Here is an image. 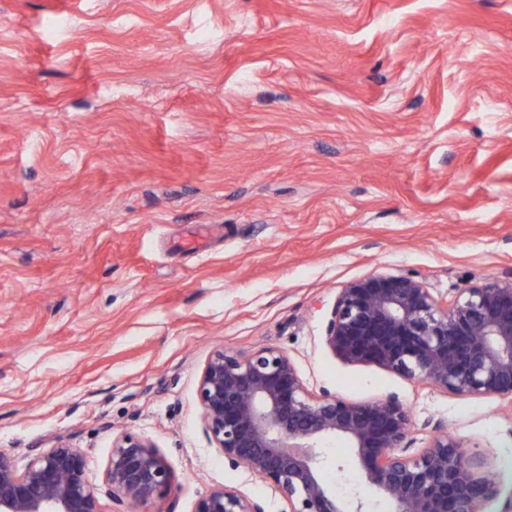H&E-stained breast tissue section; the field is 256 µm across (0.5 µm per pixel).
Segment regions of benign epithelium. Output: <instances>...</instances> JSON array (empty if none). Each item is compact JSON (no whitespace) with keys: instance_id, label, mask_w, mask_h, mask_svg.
<instances>
[{"instance_id":"7a95c632","label":"benign epithelium","mask_w":512,"mask_h":512,"mask_svg":"<svg viewBox=\"0 0 512 512\" xmlns=\"http://www.w3.org/2000/svg\"><path fill=\"white\" fill-rule=\"evenodd\" d=\"M324 340L347 363L376 364L455 395L512 399V278L490 277L446 305L412 276L354 280L339 291ZM197 398L210 444L229 466L277 487L288 512H372L370 497L343 498L324 477L326 448L337 439L349 448L360 484L388 512H481L499 494L487 455L465 449L440 425L420 454L399 453L409 418L397 399L312 397L276 348L214 351ZM171 489L165 458L133 432L112 441L102 488L68 443L37 451L22 468L0 450V512H105L103 495L117 505H148ZM194 512L264 509L224 487L200 498Z\"/></svg>"}]
</instances>
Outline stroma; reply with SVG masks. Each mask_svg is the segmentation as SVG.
Returning <instances> with one entry per match:
<instances>
[{
	"label": "stroma",
	"instance_id": "stroma-1",
	"mask_svg": "<svg viewBox=\"0 0 512 512\" xmlns=\"http://www.w3.org/2000/svg\"><path fill=\"white\" fill-rule=\"evenodd\" d=\"M116 92L104 94L103 83ZM443 303L512 277V0H0V450L112 441L173 476L146 512L229 487L288 512L203 433L218 349L285 353L310 394L396 398L489 448L512 497V403L324 341L348 282Z\"/></svg>",
	"mask_w": 512,
	"mask_h": 512
}]
</instances>
